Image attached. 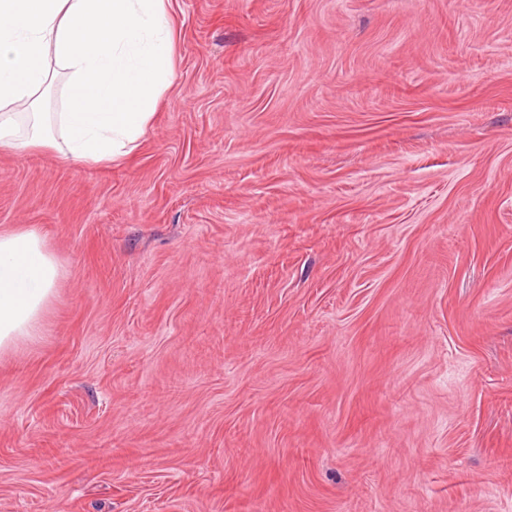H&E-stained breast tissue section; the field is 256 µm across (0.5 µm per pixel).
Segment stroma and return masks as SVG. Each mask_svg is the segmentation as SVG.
<instances>
[{
    "label": "stroma",
    "mask_w": 512,
    "mask_h": 512,
    "mask_svg": "<svg viewBox=\"0 0 512 512\" xmlns=\"http://www.w3.org/2000/svg\"><path fill=\"white\" fill-rule=\"evenodd\" d=\"M169 10L128 162L0 152V512H512V0ZM61 275L37 228L0 230V349L37 336L40 315Z\"/></svg>",
    "instance_id": "stroma-1"
}]
</instances>
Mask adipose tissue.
<instances>
[{
  "instance_id": "adipose-tissue-1",
  "label": "adipose tissue",
  "mask_w": 512,
  "mask_h": 512,
  "mask_svg": "<svg viewBox=\"0 0 512 512\" xmlns=\"http://www.w3.org/2000/svg\"><path fill=\"white\" fill-rule=\"evenodd\" d=\"M174 50L167 0H0V152L123 162L175 80ZM54 64L72 90L64 112L20 113ZM61 275L37 228L0 230V349L37 336Z\"/></svg>"
}]
</instances>
